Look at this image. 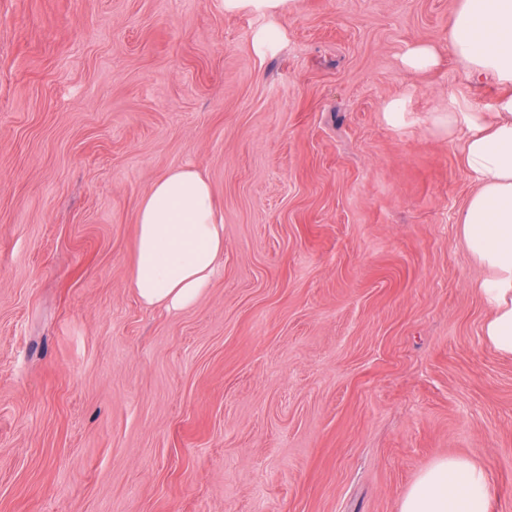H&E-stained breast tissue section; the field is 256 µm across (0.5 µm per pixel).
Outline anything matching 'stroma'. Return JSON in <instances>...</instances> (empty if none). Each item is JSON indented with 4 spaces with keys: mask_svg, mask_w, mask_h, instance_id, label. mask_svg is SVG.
Masks as SVG:
<instances>
[{
    "mask_svg": "<svg viewBox=\"0 0 512 512\" xmlns=\"http://www.w3.org/2000/svg\"><path fill=\"white\" fill-rule=\"evenodd\" d=\"M458 6L0 0V512H399L448 456L512 512V357L443 123L512 86L470 84ZM186 166L224 267L169 314L129 268L140 198ZM293 0H224L225 12L235 13L248 10L271 19H275L290 10ZM403 60L406 66L413 70H428L436 65L437 53L435 49L430 46H409L404 54Z\"/></svg>",
    "mask_w": 512,
    "mask_h": 512,
    "instance_id": "obj_1",
    "label": "stroma"
}]
</instances>
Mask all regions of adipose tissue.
I'll list each match as a JSON object with an SVG mask.
<instances>
[{
    "instance_id": "obj_1",
    "label": "adipose tissue",
    "mask_w": 512,
    "mask_h": 512,
    "mask_svg": "<svg viewBox=\"0 0 512 512\" xmlns=\"http://www.w3.org/2000/svg\"><path fill=\"white\" fill-rule=\"evenodd\" d=\"M449 44L471 81L512 85V0H460ZM449 137H462L464 167L477 190L460 219L461 234L490 278L481 292L491 313L488 344L512 356V97L496 118L448 113ZM130 280L142 304L167 312L194 306L224 260V218L206 177L177 168L158 178L137 206ZM492 485L474 462L447 457L419 475L400 512H489Z\"/></svg>"
}]
</instances>
